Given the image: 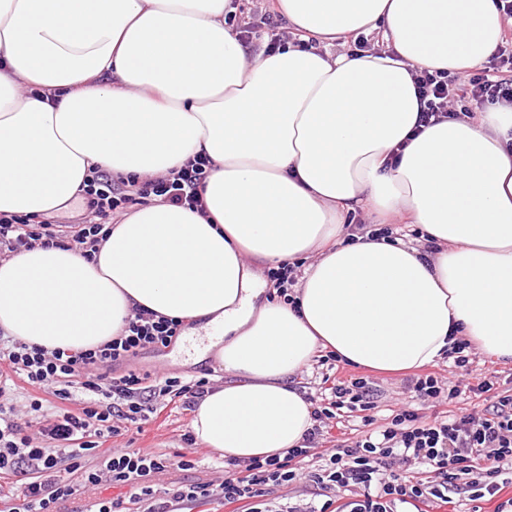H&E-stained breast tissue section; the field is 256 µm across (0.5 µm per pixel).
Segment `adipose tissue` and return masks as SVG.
Segmentation results:
<instances>
[{
    "label": "adipose tissue",
    "mask_w": 512,
    "mask_h": 512,
    "mask_svg": "<svg viewBox=\"0 0 512 512\" xmlns=\"http://www.w3.org/2000/svg\"><path fill=\"white\" fill-rule=\"evenodd\" d=\"M225 0H0V215L52 217L93 171L144 179L207 156L208 215L154 201L94 260L0 259V329L85 350L134 309L201 323L228 376L195 407L224 459L285 456L314 425L292 381L318 352L381 372L458 339L512 360V106L421 129L415 72L463 75L502 45L497 0H276L285 44L252 53ZM380 32L385 49L331 53ZM417 225L431 252L353 234ZM299 263L292 301L262 267Z\"/></svg>",
    "instance_id": "ef3b65f1"
}]
</instances>
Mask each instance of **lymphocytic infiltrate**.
Wrapping results in <instances>:
<instances>
[{"label":"lymphocytic infiltrate","mask_w":512,"mask_h":512,"mask_svg":"<svg viewBox=\"0 0 512 512\" xmlns=\"http://www.w3.org/2000/svg\"><path fill=\"white\" fill-rule=\"evenodd\" d=\"M227 24L235 25L243 44H251L261 30H269L268 49L281 47L279 15L263 8L240 18L229 12ZM421 116L430 126L469 114L471 107L487 104L512 105V49H500L492 67L457 82L447 72L422 70L415 75ZM212 163L204 156L189 159L167 174L115 183L111 175L98 172L84 189L87 208L95 220L89 224H33L21 216H0V255L11 256L35 246L78 247L91 258L96 246L111 233L106 220L125 213L135 199L159 198L170 205L206 215L203 192ZM184 323L179 319L136 311L123 334L93 349L48 351L16 339L0 337V481L18 475L27 480L9 492L13 512H58L60 502L86 489L109 482L129 488L128 499L101 500L95 512H124V501L149 502V512H176L181 502L224 506L246 503L245 512H435L454 504V493L466 488L471 501L496 495L499 485L490 475L502 464H512V394L495 392L496 374L477 383L450 384L427 374L408 379L406 388L422 401L454 400L470 394L481 399L482 409L431 422L417 410L401 408L391 421L379 426L373 411L375 390L366 378L335 380L313 403L314 426L303 447L284 457L256 458L243 470L225 471L222 479L179 487L172 495L157 494L152 481L168 470V458L126 448H106L109 438L120 435L122 425L146 420L153 398L167 396L190 410L208 393L206 378L188 383L180 378L158 379L138 371L134 360L146 350L161 351L174 345ZM38 390L30 402L43 412L40 394L52 391L61 405L39 425L23 419L16 406L5 405L17 381ZM81 395L79 408H65V401ZM358 413L367 425L360 439L343 440L310 472L311 481L347 494L342 504L326 500L305 510L277 506L265 497L269 486H285L301 475L302 463L314 449L327 419H343ZM100 452L103 466L85 468L83 460ZM80 480H71V473Z\"/></svg>","instance_id":"f902f5d3"}]
</instances>
